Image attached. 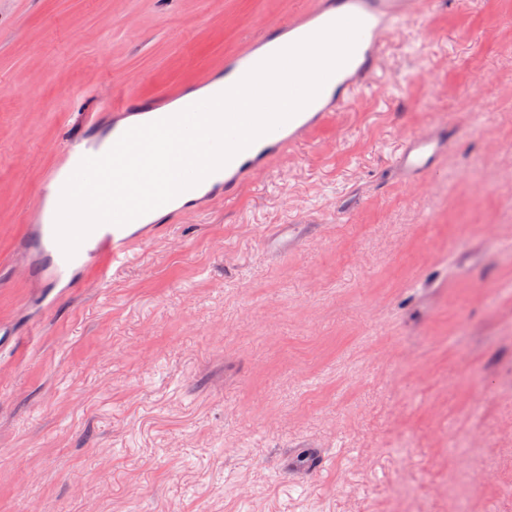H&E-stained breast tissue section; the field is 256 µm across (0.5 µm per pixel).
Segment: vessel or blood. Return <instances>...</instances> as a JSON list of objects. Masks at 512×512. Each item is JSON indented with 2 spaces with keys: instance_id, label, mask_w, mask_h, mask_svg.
<instances>
[{
  "instance_id": "1",
  "label": "vessel or blood",
  "mask_w": 512,
  "mask_h": 512,
  "mask_svg": "<svg viewBox=\"0 0 512 512\" xmlns=\"http://www.w3.org/2000/svg\"><path fill=\"white\" fill-rule=\"evenodd\" d=\"M410 14L409 0H317L315 8L297 14L285 27L266 31L260 38L262 46H270L277 37L293 34L304 39L329 24L353 17L361 29L350 57L352 71L342 81L345 91L359 90L368 85L379 68L386 36ZM261 61L254 48L229 56L224 62L225 76L245 75ZM343 105L333 97L309 116L289 119L277 138L264 145L254 155L238 153L225 166L223 187L225 197H233L242 178L257 171L292 146L309 139L322 121ZM144 129L119 126L112 129L110 143L95 144L76 137L64 147L59 161L41 178L39 194L42 201L52 202L54 212L38 209L32 229L33 242L53 257V271L63 275L72 269H96L106 275L109 268L129 261L136 247L154 237L157 224H138L139 195L129 188L117 197L108 224H60L55 214L86 208L97 197L99 185L93 177L97 168L110 160L129 154L140 145H147L149 157L164 161L158 145L149 143ZM448 144L447 134L412 138L397 158V165L406 180L412 181L428 171L436 157Z\"/></svg>"
}]
</instances>
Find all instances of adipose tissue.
<instances>
[{"label": "adipose tissue", "instance_id": "obj_1", "mask_svg": "<svg viewBox=\"0 0 512 512\" xmlns=\"http://www.w3.org/2000/svg\"><path fill=\"white\" fill-rule=\"evenodd\" d=\"M223 82L191 92L172 105L171 121L151 129L153 138L164 144L168 161L158 175H148L147 166L139 155L127 156L123 161L126 171L145 177L142 190V202L148 207L162 210L190 203L203 196L209 189V182L202 176L211 167L212 160L203 156L194 142L189 140L181 126V118L199 103L209 105L207 119L213 130H222L224 126Z\"/></svg>", "mask_w": 512, "mask_h": 512}]
</instances>
